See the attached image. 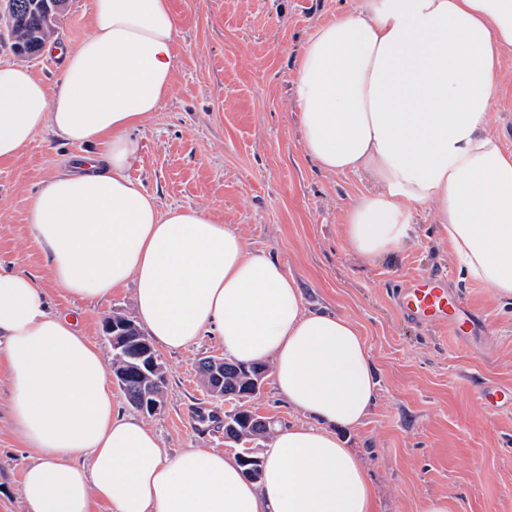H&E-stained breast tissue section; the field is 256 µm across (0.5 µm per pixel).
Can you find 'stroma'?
Listing matches in <instances>:
<instances>
[{
    "label": "stroma",
    "mask_w": 512,
    "mask_h": 512,
    "mask_svg": "<svg viewBox=\"0 0 512 512\" xmlns=\"http://www.w3.org/2000/svg\"><path fill=\"white\" fill-rule=\"evenodd\" d=\"M178 19L176 68L162 108L134 135L140 143L131 178L161 208L207 209L232 225L247 251L281 261L313 308L344 314L364 330L376 365V403L348 432L350 448L374 487L373 512H426L448 499L452 512H512V409L489 412L481 380L512 386V303L468 276L448 251L438 225L416 217L401 249L370 261L351 253L345 209L368 191V178L319 168L302 149L294 69L313 28L349 0H170ZM93 0H71L50 46L33 59L0 39V65L28 68L54 86L90 31ZM82 149L37 135L13 160L0 162V263L36 275L54 309L68 311L104 358V318H135L132 287L90 304L52 281L28 227L34 196ZM444 274L484 316L481 336L452 343L431 324L404 319L393 294L426 274ZM210 336L184 351H161L164 405L143 421L164 448H211L264 455L270 437L250 445L224 437L223 424L198 423L199 412L223 416L230 406L210 395L200 359L223 355ZM29 451L13 432L10 371L0 359V512H24L21 484Z\"/></svg>",
    "instance_id": "1"
}]
</instances>
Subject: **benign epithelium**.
<instances>
[{"mask_svg":"<svg viewBox=\"0 0 512 512\" xmlns=\"http://www.w3.org/2000/svg\"><path fill=\"white\" fill-rule=\"evenodd\" d=\"M68 4L69 0H28L27 12L40 20L38 26L31 27L26 16L18 10L17 0H0V29L4 27L10 33L21 28L28 30L26 42H12L15 54L26 59L37 57L45 47V42L40 39L43 27L56 20L68 8ZM104 333L112 350L116 351V359L130 358L124 368L112 366L111 375L115 383L122 384L125 378L134 373L148 380L153 379L160 358L149 341L141 338L142 331L134 322L124 320L110 323L105 326Z\"/></svg>","mask_w":512,"mask_h":512,"instance_id":"7a95c632","label":"benign epithelium"}]
</instances>
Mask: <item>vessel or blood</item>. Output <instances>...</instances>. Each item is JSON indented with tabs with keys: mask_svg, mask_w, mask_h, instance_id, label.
Segmentation results:
<instances>
[{
	"mask_svg": "<svg viewBox=\"0 0 512 512\" xmlns=\"http://www.w3.org/2000/svg\"><path fill=\"white\" fill-rule=\"evenodd\" d=\"M395 301L404 317L437 323L461 346L466 345L476 328L484 324L482 316L457 291L449 288L448 279L443 275L418 278L409 287L397 291ZM479 396L486 408H512V387L487 383L481 387Z\"/></svg>",
	"mask_w": 512,
	"mask_h": 512,
	"instance_id": "1",
	"label": "vessel or blood"
}]
</instances>
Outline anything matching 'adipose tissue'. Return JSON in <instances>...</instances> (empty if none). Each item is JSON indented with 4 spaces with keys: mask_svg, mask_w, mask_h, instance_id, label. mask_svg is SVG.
Here are the masks:
<instances>
[{
    "mask_svg": "<svg viewBox=\"0 0 512 512\" xmlns=\"http://www.w3.org/2000/svg\"><path fill=\"white\" fill-rule=\"evenodd\" d=\"M93 18L55 91L0 66V160L46 129L98 147L30 208L49 276L91 303L133 284L161 349L213 336L229 358L271 360L276 391L303 421L277 431L255 482L225 452L169 455L118 409L101 351L37 278L0 267V357L32 457L25 512H92L98 501L112 512H371L367 470L341 437L377 393L360 327L308 308L283 263L248 253L231 225L160 209L129 176L133 132L170 93L178 22L169 0H93ZM511 60L512 0H352L314 27L295 73L303 150L324 171L373 182L344 213L352 252L397 253L422 214L473 279L512 301V151L489 128Z\"/></svg>",
    "mask_w": 512,
    "mask_h": 512,
    "instance_id": "obj_1",
    "label": "adipose tissue"
}]
</instances>
